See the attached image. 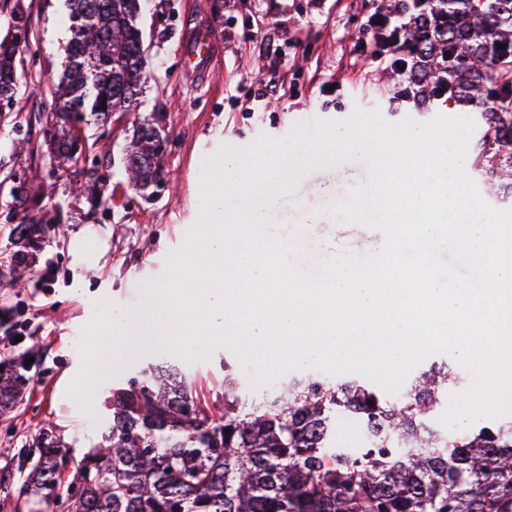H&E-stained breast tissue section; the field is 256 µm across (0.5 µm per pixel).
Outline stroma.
<instances>
[{
  "label": "stroma",
  "mask_w": 512,
  "mask_h": 512,
  "mask_svg": "<svg viewBox=\"0 0 512 512\" xmlns=\"http://www.w3.org/2000/svg\"><path fill=\"white\" fill-rule=\"evenodd\" d=\"M22 2L32 42L17 65L48 86L63 69L71 37L65 0ZM155 9L148 4L139 20L150 48V78L137 111L113 114L86 130L89 140L107 146L103 153L91 151L89 159L106 176L111 201L90 220L86 200L65 190L71 174L57 176L50 190L28 182L44 210L63 209L68 221L63 236L31 251L28 272L38 280L22 290L10 285L16 246L11 224L0 216V339L7 340L26 377L22 396L0 414V471H11L17 480L23 475L20 450L49 426L70 457L61 475L62 485H69L82 458L103 440L110 389L147 364H177L204 409L222 404L225 394L250 389L249 368L239 365L233 349L219 345L193 362L164 348L127 358L98 383L89 414L69 394L68 377L83 363L78 345L87 313L102 298L136 313L145 309L148 282H162L171 256L198 223L197 197L208 159L226 147L247 148L264 135L285 138L300 123L345 119L357 108L379 112L392 124L463 114L461 107L441 104L423 111L418 88L407 80L353 66L354 56L365 51L366 23L384 12V0H224L220 12L213 0H167L161 19ZM201 30L213 40L202 70L190 74L184 50ZM263 80L277 90L259 102L254 93ZM50 112V100L33 101L23 87L11 110L0 112V182L14 174L50 172L52 161L42 146ZM158 114L170 137L164 158L170 181L149 195L129 185L124 153L134 124ZM20 128L30 137L24 153L15 148ZM366 179L363 164L339 162L309 171L294 192L271 203L267 213L282 240L297 242L299 262L322 264L345 251L362 255L385 247L382 230L345 224L329 213ZM228 361L237 365L229 376Z\"/></svg>",
  "instance_id": "stroma-1"
}]
</instances>
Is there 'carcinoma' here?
I'll return each mask as SVG.
<instances>
[{
    "mask_svg": "<svg viewBox=\"0 0 512 512\" xmlns=\"http://www.w3.org/2000/svg\"><path fill=\"white\" fill-rule=\"evenodd\" d=\"M147 0H66L72 36L65 68L47 89L51 127L44 131L56 167L80 172L74 193L98 191L92 207L111 200L103 176L84 167L86 128L114 112H134L149 80L137 19ZM10 44L0 43V103L17 90L16 58L30 48L24 6L13 5ZM404 38L422 45L408 77L424 88L421 104L438 98L474 108L480 150L473 172L501 198L512 199V0H426L413 12ZM504 48H499L498 44ZM140 123L126 149V171L142 190L164 181ZM8 217L21 209L15 240L35 247V227L48 237L61 209L43 211L25 182L11 189ZM24 376L0 369V413L10 408ZM463 384L443 361L419 371L398 399L364 379L331 382L321 375L291 376L258 399L224 395L209 416L199 408L181 370L149 364L112 389L107 446L77 467L73 499L59 491L66 459L50 428L35 441L36 456L21 485L42 512H512V421L490 419L463 433L441 429L437 417L448 391ZM357 415L363 448H337L336 420Z\"/></svg>",
    "mask_w": 512,
    "mask_h": 512,
    "instance_id": "obj_1",
    "label": "carcinoma"
}]
</instances>
